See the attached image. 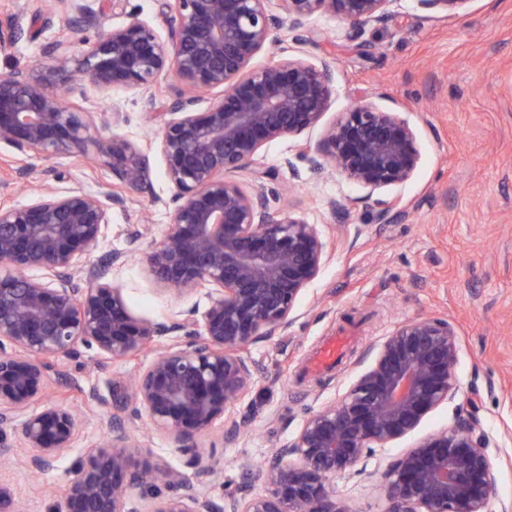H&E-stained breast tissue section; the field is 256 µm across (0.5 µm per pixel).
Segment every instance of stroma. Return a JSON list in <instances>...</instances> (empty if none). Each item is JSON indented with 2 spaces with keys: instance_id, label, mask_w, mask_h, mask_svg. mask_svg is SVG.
<instances>
[{
  "instance_id": "1",
  "label": "stroma",
  "mask_w": 512,
  "mask_h": 512,
  "mask_svg": "<svg viewBox=\"0 0 512 512\" xmlns=\"http://www.w3.org/2000/svg\"><path fill=\"white\" fill-rule=\"evenodd\" d=\"M384 24L355 32L332 14L319 12L304 26L303 39L282 32L275 45L257 54L252 67L299 58L329 62L336 93L320 122L297 137L269 143L253 167L268 172L275 193H289L294 212L315 224L327 243V260L297 301L296 321L285 332L252 343L245 353L253 391L235 411L248 433L223 440L221 429L201 439L202 451L217 449L219 466L206 488L212 495L249 483L265 485L258 472L273 446L291 441L306 414L334 401L369 364L368 351L404 321L418 316L452 321L461 336V396L496 443L494 494L489 512L512 501V0H471L467 11L443 17L422 10L417 0H393ZM22 28L23 36L0 44V73L39 58L46 43L79 42L58 15L39 12L38 0H0V30ZM374 108L397 113L414 131L419 166L408 182L375 193L330 173H316L299 157L301 145L317 146L326 129L358 97ZM81 111L120 112V133L145 145L159 121L137 90L96 93L79 101ZM152 194L129 197L113 207L97 255L125 254L110 270L131 313L163 320L188 310H205V292L181 295L160 289L144 259L171 222L170 188L160 158L152 160ZM12 153L0 147V201L24 205L33 187L45 184L108 197L112 171L96 155H62L51 160L53 175L34 171L30 189L11 178ZM343 206L333 213L331 202ZM393 217L377 218L384 207ZM337 336L348 342L335 364L312 372L310 363ZM154 351L136 359L109 361L81 349L65 360L55 384L84 416L83 433L55 471L37 474L15 466L10 477L27 512H49L65 486L73 458L101 439L99 409L86 394H108L112 382L148 365ZM143 454L162 464L154 488L166 489L174 472L193 478L185 455L168 437L149 432ZM415 443L408 437L336 477L339 499L355 512H386L381 476Z\"/></svg>"
}]
</instances>
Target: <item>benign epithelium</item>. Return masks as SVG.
<instances>
[{
    "label": "benign epithelium",
    "mask_w": 512,
    "mask_h": 512,
    "mask_svg": "<svg viewBox=\"0 0 512 512\" xmlns=\"http://www.w3.org/2000/svg\"><path fill=\"white\" fill-rule=\"evenodd\" d=\"M98 0H45L64 13L81 40L78 54L61 42L43 47L35 65L0 74V145L23 162L79 156L92 143L129 194L151 190V152L160 155L173 189L168 231L146 255L163 289H208L201 317L150 321L134 317L108 265L93 259L111 221L109 205L81 189L43 187L25 205H0V459L47 474L79 440L83 419L49 396L60 362L80 347L107 360L129 359L168 336H182L136 377L131 391L114 386L101 406L106 434L70 468L51 512H352L336 497L333 479L378 448L413 434L425 418L458 397L460 334L445 318L417 317L383 338L372 362L334 402L307 414L287 446L261 469L262 494L243 483L214 496L188 485L169 496L139 495L156 463L134 462L129 433L145 418L190 455L201 480L214 473L200 438L217 422L235 440L244 421L227 411L244 399L252 372L239 354L258 338L287 329L298 298L321 274L326 243L314 224L287 207L272 208L263 179L251 170L264 147L315 126L336 88L332 66L284 58L252 68L283 28L302 39L307 18L323 11L362 31L389 17L393 0H165L160 19L133 16L104 29ZM445 17L470 0H417ZM173 77L192 91L218 89L204 111L179 92L158 113L146 146L110 132L121 121L75 111L91 91L150 90ZM301 155L373 193L409 181L420 154L414 131L394 112L358 99ZM31 271L41 272L33 278ZM459 407L452 424L433 431L384 472L388 512H488L493 490L491 440L476 413ZM0 512H25L10 479L0 474Z\"/></svg>",
    "instance_id": "obj_1"
}]
</instances>
